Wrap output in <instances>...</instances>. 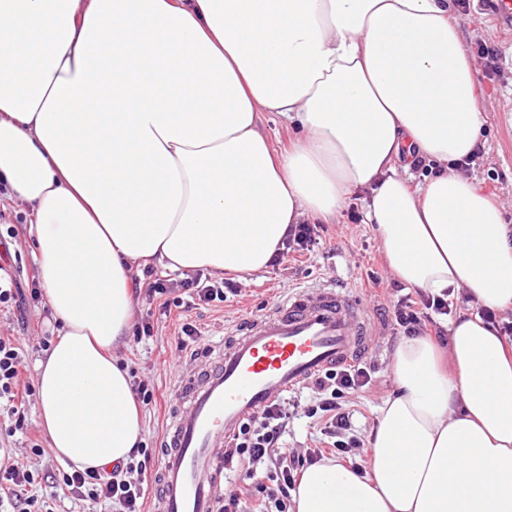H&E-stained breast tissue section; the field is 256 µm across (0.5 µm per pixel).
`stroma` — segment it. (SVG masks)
<instances>
[{"label": "stroma", "mask_w": 512, "mask_h": 512, "mask_svg": "<svg viewBox=\"0 0 512 512\" xmlns=\"http://www.w3.org/2000/svg\"><path fill=\"white\" fill-rule=\"evenodd\" d=\"M470 6L458 9L461 37L469 55H476L479 45L494 47L499 56L495 74L477 73V96L484 107L483 129L479 139L482 153L467 172L485 194L493 196L503 208L507 226L512 227V39L496 26L486 5L469 0ZM364 212L362 194L351 195L345 208L331 224L321 225L319 237L311 252L287 254L275 265L237 280V293L221 303L193 305L188 292H181V306L162 308L159 304L140 301L139 313H150L154 325L152 337L135 341L127 338L115 350V357L138 376L154 384L157 403L143 408L142 440L148 447H158L167 412L173 402L174 383L178 375L198 369L211 342L232 336L238 318L263 313L291 286L315 280L341 283L357 289L368 298L380 325L373 348L363 357L374 364L376 373L369 392L350 393L344 399L353 411V421L363 435H371L377 426L378 409L394 393L396 383L392 359L400 338L387 324L386 311L392 299L371 297L367 276L375 274L390 279L373 225L360 222ZM0 266L27 288L39 267L35 246L29 233L0 239ZM49 317L43 309L28 305L0 310V333L19 337L26 359L35 362L41 357L36 339L47 326ZM195 324L201 336L197 341L182 342L180 326Z\"/></svg>", "instance_id": "1"}]
</instances>
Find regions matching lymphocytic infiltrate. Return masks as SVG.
Returning <instances> with one entry per match:
<instances>
[{"instance_id": "obj_1", "label": "lymphocytic infiltrate", "mask_w": 512, "mask_h": 512, "mask_svg": "<svg viewBox=\"0 0 512 512\" xmlns=\"http://www.w3.org/2000/svg\"><path fill=\"white\" fill-rule=\"evenodd\" d=\"M454 304L447 297L421 294L419 300L400 297L389 316L394 331L408 337L435 336L447 344V332L442 325L450 316ZM27 368L24 352L15 337L0 335V407L7 414V424L0 425V443L27 430L24 410L17 404L19 386ZM373 370L355 362L326 370L313 382V396L300 409H293L287 399L267 405L259 415L247 422L239 433L224 444L225 465L245 464L250 471L264 466L265 476L253 482L249 474L225 491L219 502V512H247L249 499H257L258 512H288L290 491L305 466L323 458L316 448L308 456L289 455L280 438L295 412L319 421L328 448L337 454L363 450L365 444L352 426L343 398L350 392L368 389ZM326 447V448H327ZM13 452H0V506L13 512H54L56 489L73 494L77 500L92 504H118L122 512H142L146 496V477L155 464L156 451L144 446L132 449L126 463L108 471L95 469L63 470L48 476L38 468L15 463ZM51 484L52 492L42 491V484Z\"/></svg>"}]
</instances>
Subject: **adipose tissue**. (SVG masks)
Segmentation results:
<instances>
[{
    "label": "adipose tissue",
    "mask_w": 512,
    "mask_h": 512,
    "mask_svg": "<svg viewBox=\"0 0 512 512\" xmlns=\"http://www.w3.org/2000/svg\"><path fill=\"white\" fill-rule=\"evenodd\" d=\"M476 64L453 0H0V185L30 206L56 334L36 363L49 446L79 469L142 439L113 351L158 265L249 275L293 224L366 191L400 282L512 306V233L456 169L477 142ZM278 113L299 137L276 151ZM433 164L411 187L403 154ZM359 474L305 468L293 512H512V356L479 314L447 352L397 347ZM260 128L277 151L287 148L295 135L294 130L291 127L288 128L282 117L275 112L263 113Z\"/></svg>",
    "instance_id": "1"
}]
</instances>
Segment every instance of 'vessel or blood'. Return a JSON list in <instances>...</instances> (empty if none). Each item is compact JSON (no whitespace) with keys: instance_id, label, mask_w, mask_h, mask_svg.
<instances>
[{"instance_id":"b4317fda","label":"vessel or blood","mask_w":512,"mask_h":512,"mask_svg":"<svg viewBox=\"0 0 512 512\" xmlns=\"http://www.w3.org/2000/svg\"><path fill=\"white\" fill-rule=\"evenodd\" d=\"M371 310L350 289L314 282L245 318L229 344L180 378L153 476V512H217L224 441L286 392L352 361L367 345Z\"/></svg>"}]
</instances>
